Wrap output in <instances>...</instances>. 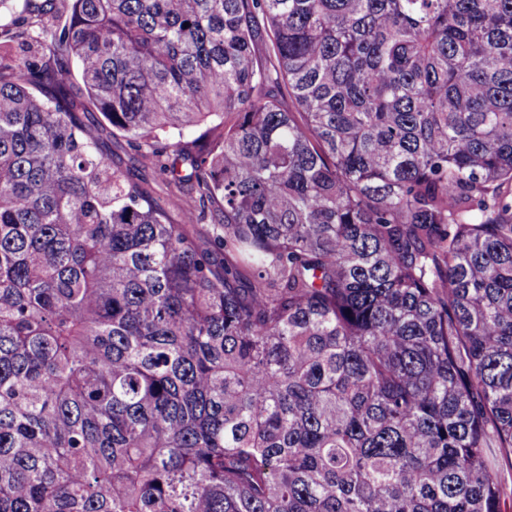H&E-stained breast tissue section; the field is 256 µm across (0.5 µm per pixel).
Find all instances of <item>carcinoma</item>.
Here are the masks:
<instances>
[{
	"label": "carcinoma",
	"instance_id": "cac0c4a2",
	"mask_svg": "<svg viewBox=\"0 0 512 512\" xmlns=\"http://www.w3.org/2000/svg\"><path fill=\"white\" fill-rule=\"evenodd\" d=\"M508 473L512 0H0V512H504ZM97 118H99V116L95 112L86 116L88 122L94 124L97 129V134L101 139V147L104 154L109 159L112 160L113 158L115 162L121 163L133 174L147 181L161 202L165 204L170 203L168 189L158 172H156L152 167L146 166L144 160L135 150L132 149L125 139L120 137L112 138V130L110 127L98 125Z\"/></svg>",
	"mask_w": 512,
	"mask_h": 512
}]
</instances>
